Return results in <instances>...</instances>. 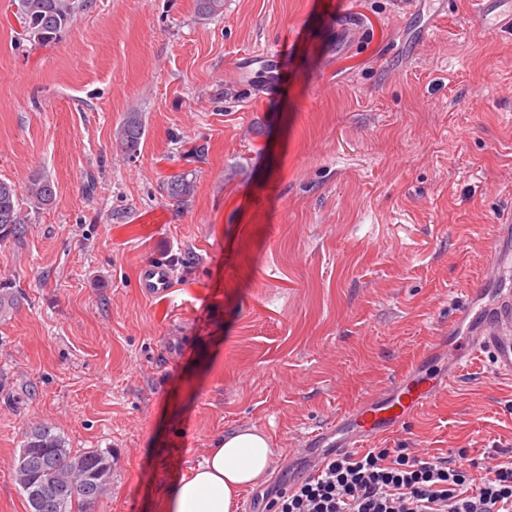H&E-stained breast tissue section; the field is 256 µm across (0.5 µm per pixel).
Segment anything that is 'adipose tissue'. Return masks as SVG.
Instances as JSON below:
<instances>
[{
	"label": "adipose tissue",
	"mask_w": 512,
	"mask_h": 512,
	"mask_svg": "<svg viewBox=\"0 0 512 512\" xmlns=\"http://www.w3.org/2000/svg\"><path fill=\"white\" fill-rule=\"evenodd\" d=\"M276 455L255 429L217 438L203 463L188 467L170 487L161 512H233L243 490L265 481Z\"/></svg>",
	"instance_id": "obj_1"
}]
</instances>
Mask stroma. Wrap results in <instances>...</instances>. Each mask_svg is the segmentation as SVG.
Wrapping results in <instances>:
<instances>
[{"label":"stroma","instance_id":"obj_1","mask_svg":"<svg viewBox=\"0 0 512 512\" xmlns=\"http://www.w3.org/2000/svg\"><path fill=\"white\" fill-rule=\"evenodd\" d=\"M469 2L224 0L205 19L196 0H87L39 44L0 0V180L55 187L0 239V512H28L15 462L42 424L117 456L95 512H156L218 436L253 427L276 482L301 433L447 335L482 239L512 249V33L479 31ZM178 172L185 203L161 189ZM158 260L174 289L149 299ZM371 445L495 463L512 381L476 358ZM145 134V125L141 115L130 112L115 133V147L128 158L136 156ZM189 173L181 172L169 176L165 180V187L168 195L179 202H187L196 191V181ZM172 280L170 266L163 261H156L142 269L139 284L145 296L154 297L168 292Z\"/></svg>","mask_w":512,"mask_h":512}]
</instances>
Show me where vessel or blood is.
<instances>
[{
	"mask_svg": "<svg viewBox=\"0 0 512 512\" xmlns=\"http://www.w3.org/2000/svg\"><path fill=\"white\" fill-rule=\"evenodd\" d=\"M474 13L483 31L512 32V0H476ZM484 251L489 270L486 280L500 284L512 255L504 251L495 236L487 238ZM139 284L148 297L168 292L172 285L170 266L162 261L145 266ZM444 341L448 370L439 382L428 379L420 367H412L326 426L302 434L299 447L311 466L319 467L361 443L392 433L436 392L453 388L461 371L479 354H488L497 377L512 380V289L501 287L488 305L463 304L449 324Z\"/></svg>",
	"mask_w": 512,
	"mask_h": 512,
	"instance_id": "1",
	"label": "vessel or blood"
}]
</instances>
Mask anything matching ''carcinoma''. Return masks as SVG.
<instances>
[{
	"label": "carcinoma",
	"mask_w": 512,
	"mask_h": 512,
	"mask_svg": "<svg viewBox=\"0 0 512 512\" xmlns=\"http://www.w3.org/2000/svg\"><path fill=\"white\" fill-rule=\"evenodd\" d=\"M81 0H18L17 12L23 20L25 36L49 43L70 28ZM198 13L213 17L224 12V0H197ZM145 134L141 115L130 112L115 133V147L129 158L136 156ZM168 195L190 200L196 191L195 179L186 172L165 180ZM54 189L49 179L34 177L27 187L29 207L39 210L49 205ZM29 213L19 203L15 187L0 181V238L22 237ZM112 456L102 450L76 451L48 425H40L25 435L15 479L26 495L29 512H93L112 484Z\"/></svg>",
	"instance_id": "1"
}]
</instances>
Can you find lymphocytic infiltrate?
Instances as JSON below:
<instances>
[{
  "label": "lymphocytic infiltrate",
  "mask_w": 512,
  "mask_h": 512,
  "mask_svg": "<svg viewBox=\"0 0 512 512\" xmlns=\"http://www.w3.org/2000/svg\"><path fill=\"white\" fill-rule=\"evenodd\" d=\"M271 512H512V456L473 474L412 448L350 452L266 493Z\"/></svg>",
  "instance_id": "1"
}]
</instances>
